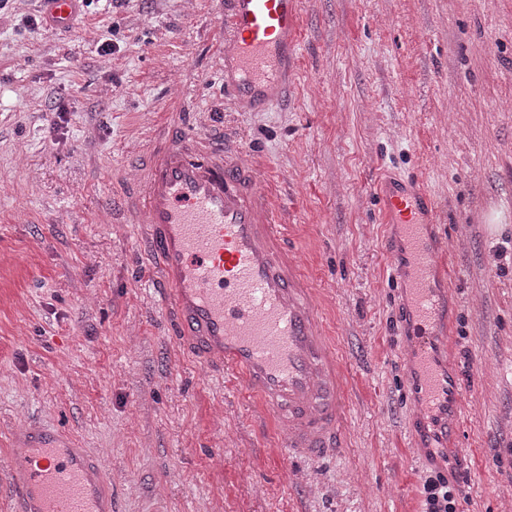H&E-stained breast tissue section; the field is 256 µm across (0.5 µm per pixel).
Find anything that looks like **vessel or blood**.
<instances>
[{"instance_id":"1","label":"vessel or blood","mask_w":512,"mask_h":512,"mask_svg":"<svg viewBox=\"0 0 512 512\" xmlns=\"http://www.w3.org/2000/svg\"><path fill=\"white\" fill-rule=\"evenodd\" d=\"M301 0H229L217 45L224 88L242 111L278 105L299 68ZM384 249L396 260L416 416L412 435L444 448L462 425L461 389L442 360L450 347L445 233L423 185L385 181ZM148 250L171 290L175 327L200 359L241 376L246 392L287 429L289 457L315 460L344 442L347 384L319 324L304 272L281 231L283 214L256 167L176 127L153 150L144 202ZM11 473L12 512H112L91 453L32 425Z\"/></svg>"}]
</instances>
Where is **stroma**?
<instances>
[{
  "label": "stroma",
  "instance_id": "obj_1",
  "mask_svg": "<svg viewBox=\"0 0 512 512\" xmlns=\"http://www.w3.org/2000/svg\"><path fill=\"white\" fill-rule=\"evenodd\" d=\"M226 0H80L32 28L0 5V512L12 437L56 423L111 480L112 512H420L458 476L460 512H512V0H302L299 75L272 110L224 96ZM180 122L288 212L346 377L347 446L307 463L239 376L172 331L168 290L126 218L141 162ZM417 178L449 240L454 448L408 425L404 328L373 189ZM500 222H490L492 213ZM422 512H459L458 489L440 471H432L422 481Z\"/></svg>",
  "mask_w": 512,
  "mask_h": 512
}]
</instances>
